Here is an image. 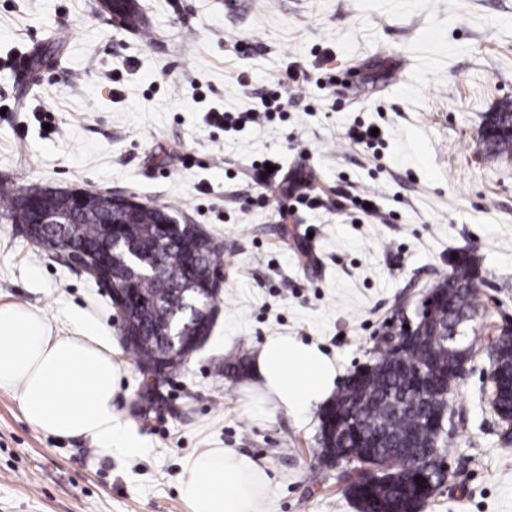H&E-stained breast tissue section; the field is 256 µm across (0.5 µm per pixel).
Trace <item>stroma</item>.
Instances as JSON below:
<instances>
[{
	"mask_svg": "<svg viewBox=\"0 0 512 512\" xmlns=\"http://www.w3.org/2000/svg\"><path fill=\"white\" fill-rule=\"evenodd\" d=\"M137 5L143 27L129 30L99 0H0V183L132 195L222 239L219 311L150 404L106 291L0 215V305L95 319L125 368L116 410L143 442L106 456L91 439H56L0 390V512H190L184 466L210 448L267 467L272 512H357L339 470L312 454L318 415L261 407L252 375L216 370L288 335L347 379L464 251L483 319L452 394L451 475L424 512H512V426L489 379L492 343L512 326V155L482 144L487 116L512 100V0ZM328 74L335 83L321 84ZM278 83L281 116L240 131L210 123V108H260ZM357 124L379 127L383 147L348 140ZM271 156L282 173L264 192L251 164ZM290 176L307 178L317 207L295 204ZM357 195L379 214L356 209Z\"/></svg>",
	"mask_w": 512,
	"mask_h": 512,
	"instance_id": "35a3bbf8",
	"label": "stroma"
}]
</instances>
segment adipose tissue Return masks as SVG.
I'll list each match as a JSON object with an SVG mask.
<instances>
[{
  "label": "adipose tissue",
  "mask_w": 512,
  "mask_h": 512,
  "mask_svg": "<svg viewBox=\"0 0 512 512\" xmlns=\"http://www.w3.org/2000/svg\"><path fill=\"white\" fill-rule=\"evenodd\" d=\"M60 330L42 313L0 305V389L11 391L25 420L60 439H91L100 453L135 448L137 434L123 424L115 401L123 367L112 342L79 311ZM264 401L297 417L329 404L338 369L315 344L266 338L252 365ZM181 496L190 512H261L271 478L251 457L211 448L186 463Z\"/></svg>",
  "instance_id": "obj_1"
}]
</instances>
